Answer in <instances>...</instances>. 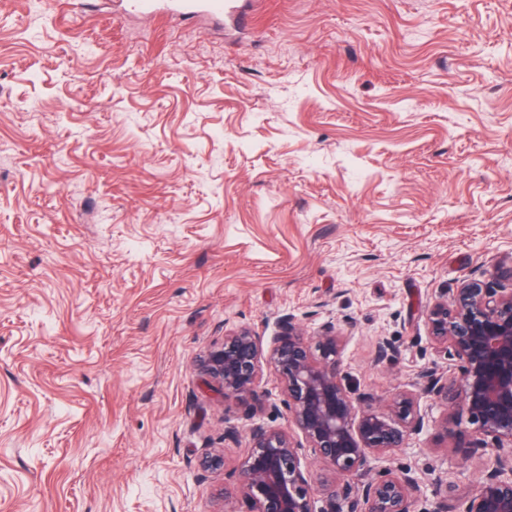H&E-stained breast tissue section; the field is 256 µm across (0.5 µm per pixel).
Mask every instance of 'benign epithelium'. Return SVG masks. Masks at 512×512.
I'll return each instance as SVG.
<instances>
[{"label":"benign epithelium","instance_id":"1","mask_svg":"<svg viewBox=\"0 0 512 512\" xmlns=\"http://www.w3.org/2000/svg\"><path fill=\"white\" fill-rule=\"evenodd\" d=\"M429 337L448 359L452 371L420 374L425 393L460 405L474 426V437L457 450L466 458L487 448L512 447V264L463 281L449 297L426 311ZM344 337L330 324L316 344L286 318L273 347L263 353L259 337L240 328L201 360L204 374L224 398L263 403L261 376L268 366L281 384L282 404L301 438L260 423L250 431L252 447L230 494L243 512H313L319 492L322 512H414L419 479L409 471L371 477L372 459L404 447L424 427L417 399L396 394L388 412L372 408L376 397L350 395L342 383L339 356ZM310 449L332 472L313 490L300 457ZM439 512H512V452L495 457L492 467L459 508L443 495Z\"/></svg>","mask_w":512,"mask_h":512}]
</instances>
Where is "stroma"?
Wrapping results in <instances>:
<instances>
[{
	"mask_svg": "<svg viewBox=\"0 0 512 512\" xmlns=\"http://www.w3.org/2000/svg\"><path fill=\"white\" fill-rule=\"evenodd\" d=\"M509 260L512 0H260L235 37L0 0V512H239L251 425L293 426L272 375L255 410L198 362L288 317L344 334L376 410L417 396L373 471L465 501L497 451L446 440L425 312Z\"/></svg>",
	"mask_w": 512,
	"mask_h": 512,
	"instance_id": "stroma-1",
	"label": "stroma"
}]
</instances>
